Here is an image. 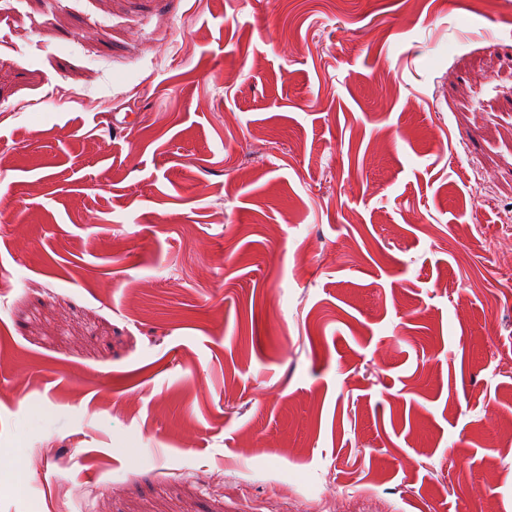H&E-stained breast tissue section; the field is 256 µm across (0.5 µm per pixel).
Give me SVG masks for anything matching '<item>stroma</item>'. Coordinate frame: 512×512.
I'll list each match as a JSON object with an SVG mask.
<instances>
[{
    "mask_svg": "<svg viewBox=\"0 0 512 512\" xmlns=\"http://www.w3.org/2000/svg\"><path fill=\"white\" fill-rule=\"evenodd\" d=\"M512 0H0V512H512Z\"/></svg>",
    "mask_w": 512,
    "mask_h": 512,
    "instance_id": "stroma-1",
    "label": "stroma"
}]
</instances>
